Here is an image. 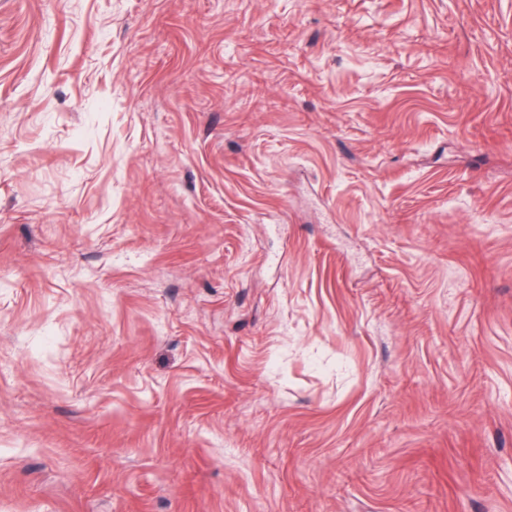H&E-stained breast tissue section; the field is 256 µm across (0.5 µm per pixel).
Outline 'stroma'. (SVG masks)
<instances>
[{
    "label": "stroma",
    "instance_id": "35a3bbf8",
    "mask_svg": "<svg viewBox=\"0 0 512 512\" xmlns=\"http://www.w3.org/2000/svg\"><path fill=\"white\" fill-rule=\"evenodd\" d=\"M0 512H512V0H0Z\"/></svg>",
    "mask_w": 512,
    "mask_h": 512
}]
</instances>
